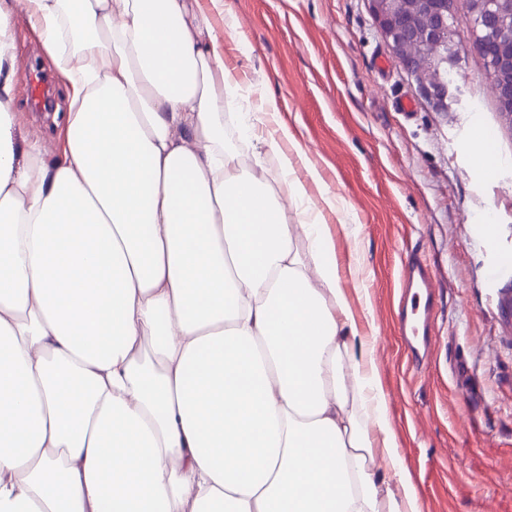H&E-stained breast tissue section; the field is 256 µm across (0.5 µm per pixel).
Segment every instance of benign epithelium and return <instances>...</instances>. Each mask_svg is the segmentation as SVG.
<instances>
[{
  "label": "benign epithelium",
  "instance_id": "7a95c632",
  "mask_svg": "<svg viewBox=\"0 0 512 512\" xmlns=\"http://www.w3.org/2000/svg\"><path fill=\"white\" fill-rule=\"evenodd\" d=\"M370 10L393 55L417 76L429 98L442 112L448 111L450 86L444 75L456 68L460 39L448 25V13L460 0H368ZM429 18L417 23V13ZM478 16L500 32L494 61H487L485 80L512 122V0H476Z\"/></svg>",
  "mask_w": 512,
  "mask_h": 512
}]
</instances>
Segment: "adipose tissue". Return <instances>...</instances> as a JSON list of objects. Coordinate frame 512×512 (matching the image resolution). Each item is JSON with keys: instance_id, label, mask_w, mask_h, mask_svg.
<instances>
[{"instance_id": "obj_1", "label": "adipose tissue", "mask_w": 512, "mask_h": 512, "mask_svg": "<svg viewBox=\"0 0 512 512\" xmlns=\"http://www.w3.org/2000/svg\"><path fill=\"white\" fill-rule=\"evenodd\" d=\"M196 3L0 0V512H419L368 470L394 440L340 202L275 107L249 167L225 144L239 83ZM21 14L68 87L53 144L16 134Z\"/></svg>"}]
</instances>
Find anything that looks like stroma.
<instances>
[{"instance_id": "35a3bbf8", "label": "stroma", "mask_w": 512, "mask_h": 512, "mask_svg": "<svg viewBox=\"0 0 512 512\" xmlns=\"http://www.w3.org/2000/svg\"><path fill=\"white\" fill-rule=\"evenodd\" d=\"M213 23L242 89L236 123L245 108L272 103L351 217L342 224L329 213L325 222L339 265L354 255L362 270L341 285L371 351L399 461L391 468L374 451L371 472L392 484L396 470L408 472L420 512H512V307L487 297L492 287L512 289V271L490 274L497 256L512 254V125L468 47L469 14L455 15L466 47L444 112L390 58L367 0H224ZM14 37L21 130L51 134L24 76L51 75L59 99L64 84L40 62L25 20ZM401 95L413 102L410 114L396 108ZM478 123L503 160L492 181L473 161ZM487 217L495 233L484 241L471 227ZM412 256L436 277L432 352L421 366L397 330L400 273Z\"/></svg>"}]
</instances>
